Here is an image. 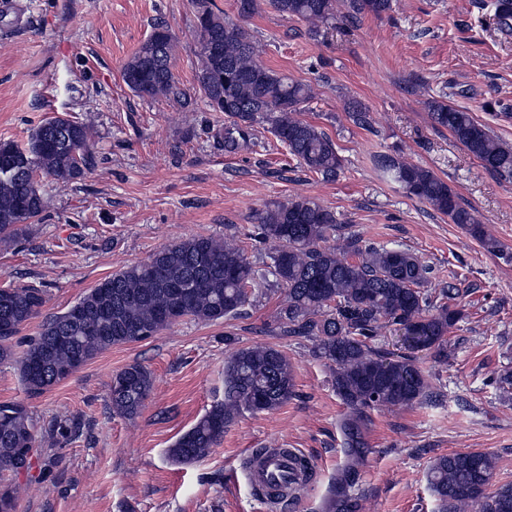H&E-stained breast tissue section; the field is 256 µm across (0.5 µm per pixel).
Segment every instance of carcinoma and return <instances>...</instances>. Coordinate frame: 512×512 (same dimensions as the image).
<instances>
[{
	"instance_id": "cac0c4a2",
	"label": "carcinoma",
	"mask_w": 512,
	"mask_h": 512,
	"mask_svg": "<svg viewBox=\"0 0 512 512\" xmlns=\"http://www.w3.org/2000/svg\"><path fill=\"white\" fill-rule=\"evenodd\" d=\"M276 13L310 24L336 16V0H268ZM198 91L210 111L233 120L224 128V148L235 150L248 129L262 120L301 166L325 179L336 178L341 159L327 134L294 113L313 98L312 88L287 79L257 59V46L243 27L228 24L211 0H194ZM346 16H381L391 0H345ZM493 21L512 31V0H494ZM177 41L158 23L125 64L122 77L137 96L182 100L187 93L171 70ZM431 118L448 129L482 165L512 179V146L495 136L472 114L447 100L430 102ZM92 127L58 119L44 122L27 144H0V241L45 212L49 198L39 175L62 184L81 179L94 164ZM377 167L409 194L469 227L492 251L471 210L447 182L432 172L390 155ZM264 242L273 245L268 273L288 289L280 309L285 332L315 342L316 354L336 366L337 394L351 410L345 422L349 446L363 445L361 424L377 406H411L429 397L428 380L409 355L391 359L369 345L387 324L404 330L410 349L442 346L449 329L463 317L460 291L450 288L437 298L423 289L429 268L410 251L361 246L332 212L308 197L275 204L259 218ZM331 237L340 247L325 245ZM263 273L243 251L212 236H196L162 247L147 260L103 280L67 311L49 316L38 335L15 354L14 338L38 317L47 291L31 285L0 288V361L15 360L30 395L60 382L99 353L147 339L184 317L217 322L240 313ZM153 387L151 373L139 364L115 374L110 390L112 412L139 414ZM294 371L287 356L264 345L240 348L224 361V401L214 404L168 449L177 464L202 460L224 437V430L244 412L273 411L293 396ZM36 435L28 404L0 402V512H17L21 484L15 477L31 469L29 449ZM494 458L482 451L454 452L437 458L427 472L429 488L442 512H512V486L492 487ZM352 480L332 488L328 512H347Z\"/></svg>"
}]
</instances>
